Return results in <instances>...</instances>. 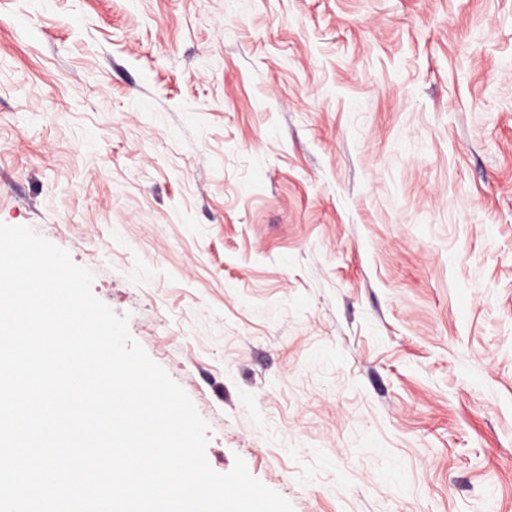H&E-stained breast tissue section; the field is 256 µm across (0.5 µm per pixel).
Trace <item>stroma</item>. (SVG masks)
Segmentation results:
<instances>
[{"mask_svg": "<svg viewBox=\"0 0 512 512\" xmlns=\"http://www.w3.org/2000/svg\"><path fill=\"white\" fill-rule=\"evenodd\" d=\"M0 222L294 512H512V0H0Z\"/></svg>", "mask_w": 512, "mask_h": 512, "instance_id": "35a3bbf8", "label": "stroma"}]
</instances>
